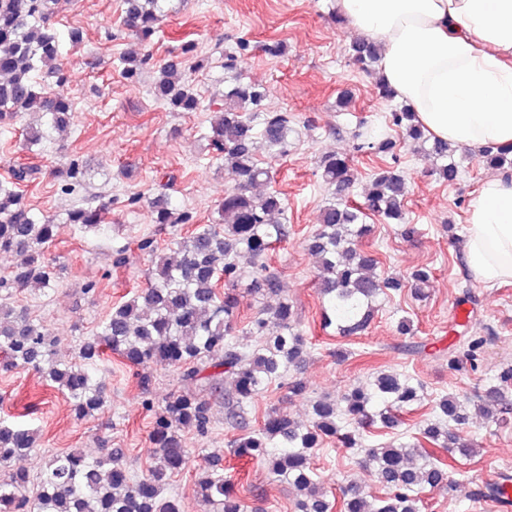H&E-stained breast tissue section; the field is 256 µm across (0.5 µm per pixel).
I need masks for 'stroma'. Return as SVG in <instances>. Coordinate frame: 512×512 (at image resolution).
Masks as SVG:
<instances>
[{"instance_id":"35a3bbf8","label":"stroma","mask_w":512,"mask_h":512,"mask_svg":"<svg viewBox=\"0 0 512 512\" xmlns=\"http://www.w3.org/2000/svg\"><path fill=\"white\" fill-rule=\"evenodd\" d=\"M335 10L336 0H169L167 16L149 48L152 60L140 82L131 84L118 69L119 56L135 43L123 25V0H58L50 23L64 38L63 91L74 102V124L64 141L45 140L26 150L22 130L31 117L16 118L8 131L0 132V181L9 179L14 164L29 163L39 173L20 190L35 209L61 214L93 194L106 203L107 214L97 231L60 225L43 249L45 260L62 264L54 290L20 288L11 304L42 321L57 336L63 354H74L113 306L134 296L151 279L152 258L137 250V240L154 236L162 249L172 237L191 231L187 224H151L144 200L160 176H174L170 194L195 222L207 224L215 218L228 181L207 148L209 115L166 110L155 100L151 86L158 66L181 55L190 42L193 58L206 62L204 69L190 74L195 89L203 102L219 99L224 88L223 53L247 41L243 77L266 85L268 110L291 113L298 130L288 155L270 163L269 187L281 194L288 208L289 233L266 263L297 307L308 340V356L297 373L306 394L291 396L286 383L277 382L240 417L229 418L224 406H215L207 436L184 432V443L194 454L171 479L165 497L175 499L180 512H209L196 498L194 483L199 468L215 456L222 458L224 474L234 480L248 512H295L293 490L276 481L264 463L233 457L229 441L258 429L272 409L308 419L310 399H340L349 388L388 370L422 383L423 402L396 429H361L360 447L325 440L314 453V468L327 496L336 497L340 487L351 482L370 495H381L374 475L359 464L363 449L413 440L440 397L448 394L470 407L458 431L475 453L454 455L446 470L447 483L422 490L421 512H492L483 491L499 471L512 472V410L487 419L477 413L476 405L501 368L512 365V282L481 284L462 260L468 211L488 176L478 152L468 151L460 179L448 185L432 176L427 159L401 147L406 219L415 233L408 237L399 225L378 223L368 246L379 259L382 276L405 278L426 266L433 272L432 283L422 298L407 287L381 296L363 334L342 337L322 325L324 300L307 248L329 195L316 174V162L329 151L353 154L356 181L351 196L358 200L380 160L353 153V134L401 137L386 119L389 103L373 93L374 77L350 64L348 46L356 32L337 22ZM75 29L82 40L74 46L67 36ZM273 42L283 43V55L265 52V45ZM344 91L351 93L353 104L340 112L336 98ZM73 161L85 171L82 195L63 192L55 176L57 169ZM134 195L142 202L133 207L128 200ZM119 250L126 262L117 267L113 256ZM89 283L96 290L88 294L84 287ZM460 304L470 310L469 334L487 339L475 371L448 367L449 357L459 349L453 312ZM403 317L412 322L406 335L397 328ZM339 349L347 351L346 359L336 358ZM149 374V389L141 391L133 371L120 356L111 355L98 372L108 397L106 409L78 418L67 399L34 370L0 369V419L35 429L40 437L38 448L20 459L19 467L36 479L52 454L77 449L95 457L101 449L117 448L131 474H144L150 464L152 415L142 400L147 397L159 404L171 391L186 386L172 368H153Z\"/></svg>"}]
</instances>
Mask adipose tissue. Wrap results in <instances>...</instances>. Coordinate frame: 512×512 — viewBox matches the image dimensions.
<instances>
[{"label": "adipose tissue", "mask_w": 512, "mask_h": 512, "mask_svg": "<svg viewBox=\"0 0 512 512\" xmlns=\"http://www.w3.org/2000/svg\"><path fill=\"white\" fill-rule=\"evenodd\" d=\"M383 47L381 75L429 134L481 150L512 145V0H337ZM466 263L512 281V178L489 176L470 206Z\"/></svg>", "instance_id": "1"}]
</instances>
